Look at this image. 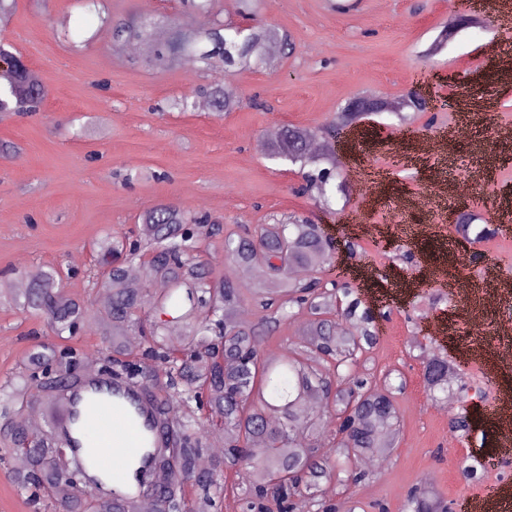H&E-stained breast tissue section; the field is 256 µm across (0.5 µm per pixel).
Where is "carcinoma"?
<instances>
[{"label":"carcinoma","instance_id":"carcinoma-1","mask_svg":"<svg viewBox=\"0 0 512 512\" xmlns=\"http://www.w3.org/2000/svg\"><path fill=\"white\" fill-rule=\"evenodd\" d=\"M110 30L112 50L152 42L149 64L166 70L183 58H191L205 70H259L268 66L267 50L274 45L294 50L290 35L274 27L250 25L243 30L217 23L204 31H186L174 22L127 21L110 14L99 16ZM206 99L217 116L234 103L224 97L223 85H200L195 96L170 101L178 112H190L195 97ZM46 97L42 84L27 66L17 62L0 75V114L38 112ZM309 130L289 125L268 148L275 159L302 166H315L306 175L307 187L325 190L335 177L336 159L330 152L312 155L308 151ZM189 225H203L206 233L220 230L205 215L190 209L162 204L142 218L141 239L128 244L119 237L107 238L99 246L101 264L111 291V303L103 315L93 314L80 301L66 296L55 272L36 275L31 287L8 295V301L23 313L45 314L58 337L73 335L77 325L96 327L109 339L112 352L135 356L139 361H161L169 365L165 395L158 406L173 415L181 454L173 476L168 453L152 448L149 468L158 473L162 488L159 512H190L184 493L186 482L205 495L224 492V468H236V476L246 485L248 512H272L274 501L282 512H344L345 502L336 505L317 497L304 500L296 492L303 486L310 492L322 482L339 477L342 463L352 455L385 457L396 447L399 416L395 393L404 384L379 386L370 374L355 370L359 355L378 341L375 313L363 305L349 288L327 289L316 274L330 259V245L315 224H268L246 232L238 239L227 238L228 260L248 287L227 276L214 284L200 255V236L187 231ZM148 257L147 281L160 278L168 283L154 299V310L190 327L180 348L167 345L161 328L152 330V341L132 354L124 348V333L141 324L146 281H131L126 263ZM341 300L344 323L322 318L336 300ZM257 308L255 323L239 322L234 312L244 301ZM307 309L314 318L309 323L307 344L290 349L277 360H265L259 353L260 337L270 334L294 309ZM57 357V349L39 352L23 371L0 386V418L10 431L13 447L8 453L20 462L18 487H30L53 499L60 467L57 449L77 445L72 426L76 414L69 398L72 383L58 381L45 385L47 391L33 393L35 372ZM423 378L430 395L448 393L452 384L468 391L466 381L448 360L420 348ZM129 362H110L112 376L121 382L144 383L146 376L132 377ZM206 399L212 417L224 420V452L208 473L197 474L192 467L193 445L207 432V422L193 405ZM330 400L336 418L343 420L347 436L331 437V452L316 446L317 433L328 427L324 411L316 401ZM34 404L48 415V427L39 447L17 455L26 440L21 420H12L22 409ZM62 512H135L136 499L127 489L112 488V499L102 500L79 492L61 504ZM401 512H448V503L425 488L411 489Z\"/></svg>","mask_w":512,"mask_h":512}]
</instances>
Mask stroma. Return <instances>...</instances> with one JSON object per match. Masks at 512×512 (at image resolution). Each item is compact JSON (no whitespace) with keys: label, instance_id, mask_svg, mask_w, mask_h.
I'll return each mask as SVG.
<instances>
[{"label":"stroma","instance_id":"obj_1","mask_svg":"<svg viewBox=\"0 0 512 512\" xmlns=\"http://www.w3.org/2000/svg\"><path fill=\"white\" fill-rule=\"evenodd\" d=\"M116 18L164 16L186 30L214 20L270 25L288 32L297 49L258 71L204 72L180 62L158 70L146 51L114 53L107 28L79 0H16L0 40L27 62L46 89L40 112L0 119V289L30 286L39 271L55 269L65 293L90 311L107 308L96 242L114 232L137 234L142 215L161 203L218 218L220 234L203 238L201 251L214 278L224 276V238L244 228L296 216L322 225L334 242L323 283L342 279L378 312L379 341L367 355L377 378L400 376L401 426L397 448L370 467V480L352 492L356 512L384 504L400 512L408 491L434 488L453 501L495 482L512 490V454L498 450L492 408L512 398V366L493 356L512 335H497V322L512 319V294L493 308L458 318L454 293L480 299L483 271L498 264L512 279V141L498 139L512 127V71L491 54L512 48V30L500 26L495 0H485L486 21L451 39L442 33L454 13L448 0H259L243 17L237 0H218L215 14L187 13L178 0H105ZM83 27L92 39L73 50L65 31ZM232 85L238 106L215 117L210 108L168 112L170 98L191 94L204 82ZM420 88L436 104L409 121L383 112L368 116L360 135L344 132L335 144L342 189L327 197L301 192L298 166L256 148L267 130L298 125L321 135L349 101L364 94L400 98ZM464 133L448 138L457 121ZM447 136L445 150L418 158L421 138ZM473 214L468 234L458 232L462 213ZM504 232L481 236L488 217ZM398 235L382 250L364 224ZM354 250H347V243ZM376 270L358 280L359 267ZM308 312L289 318L259 346L263 358L302 345ZM481 341L476 362L461 348ZM44 317L0 305V383L26 361L35 345L53 344ZM426 345L463 370L475 394L450 392L456 408L473 411L477 424L454 436L451 414L423 386L414 344ZM473 455L485 468L477 481L458 469ZM0 512H55L53 503L30 497L15 481V463L0 459Z\"/></svg>","mask_w":512,"mask_h":512}]
</instances>
